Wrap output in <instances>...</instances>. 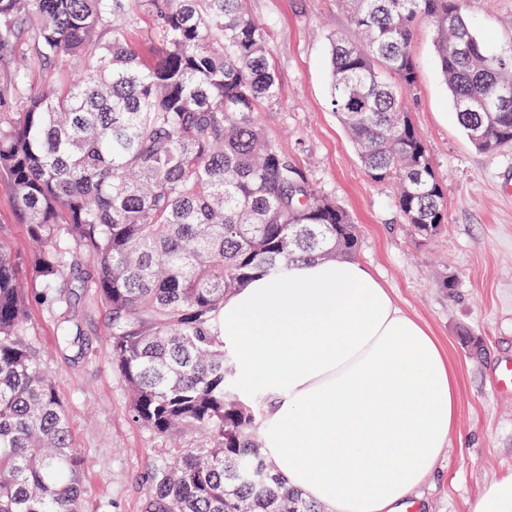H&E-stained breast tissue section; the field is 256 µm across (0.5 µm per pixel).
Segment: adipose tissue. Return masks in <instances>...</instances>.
Listing matches in <instances>:
<instances>
[{
  "label": "adipose tissue",
  "instance_id": "1",
  "mask_svg": "<svg viewBox=\"0 0 512 512\" xmlns=\"http://www.w3.org/2000/svg\"><path fill=\"white\" fill-rule=\"evenodd\" d=\"M243 397H267L264 452L328 512H401L458 417L443 348L357 260L305 261L224 301Z\"/></svg>",
  "mask_w": 512,
  "mask_h": 512
}]
</instances>
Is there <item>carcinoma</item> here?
Instances as JSON below:
<instances>
[{
  "label": "carcinoma",
  "instance_id": "obj_1",
  "mask_svg": "<svg viewBox=\"0 0 512 512\" xmlns=\"http://www.w3.org/2000/svg\"><path fill=\"white\" fill-rule=\"evenodd\" d=\"M342 3L354 36L329 39L331 109L402 223L433 239L442 179L404 102L415 29L432 25L457 122L485 153L512 143V54L483 51L461 0ZM140 13L151 60L127 39ZM64 60L76 66L31 88V62ZM0 64V104L15 108L0 112V185L29 240L15 252L0 224V512H80L83 461L26 325L27 281L62 305L81 255L131 418L166 448L142 512H321L263 455L221 340L224 300L255 275L350 259L359 243L261 125L277 97L264 26L243 0H0Z\"/></svg>",
  "mask_w": 512,
  "mask_h": 512
}]
</instances>
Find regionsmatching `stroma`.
Returning a JSON list of instances; mask_svg holds the SVG:
<instances>
[{"mask_svg": "<svg viewBox=\"0 0 512 512\" xmlns=\"http://www.w3.org/2000/svg\"><path fill=\"white\" fill-rule=\"evenodd\" d=\"M246 9L268 31L278 86L277 100L260 113L267 135L349 213L356 260L428 327L456 372L457 426L415 494L418 512H470L490 483L512 472V393L495 386L500 369L512 365V194L502 188L512 175V146L483 153L471 144L455 119L433 29L420 24L408 106L443 180L447 223L436 238H418L401 223L393 189L365 176L331 110L328 35L349 28L339 0H246ZM462 9L488 53H512V0H463ZM445 278L454 288L442 287ZM108 317L91 289L78 288L67 307L33 303L27 334L60 389L74 446L89 461L81 512H141L145 477L163 445L129 415L105 336ZM71 318L81 336L67 348L57 327ZM472 337L481 340V355H472Z\"/></svg>", "mask_w": 512, "mask_h": 512, "instance_id": "1", "label": "stroma"}]
</instances>
